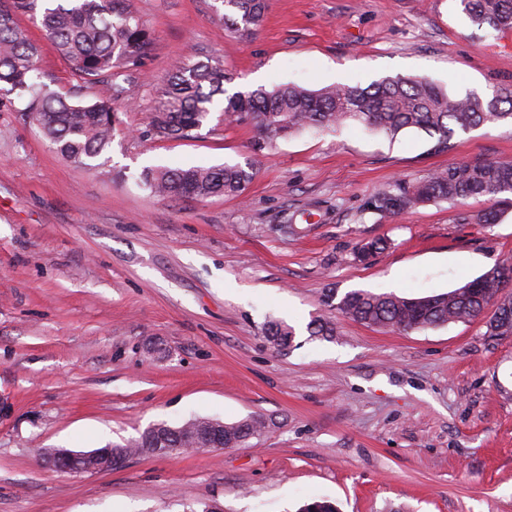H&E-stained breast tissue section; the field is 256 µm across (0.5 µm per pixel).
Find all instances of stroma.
Returning <instances> with one entry per match:
<instances>
[{
  "mask_svg": "<svg viewBox=\"0 0 512 512\" xmlns=\"http://www.w3.org/2000/svg\"><path fill=\"white\" fill-rule=\"evenodd\" d=\"M215 0H132L151 32L126 71L111 146L84 168L22 110H0V512H512V337L484 319L399 333L336 316L326 289L445 293L512 257V210L485 226L478 197L394 219L373 210L396 181L455 163L512 161V127L457 132L448 149L406 131L350 125L252 147L220 121L224 95L190 137H157L158 88L188 55L219 59L226 93L308 89L425 75L457 93L512 86V33L473 28L458 0H268L251 35ZM43 82L83 101L82 84L25 14ZM250 162L243 196L162 199L160 166ZM387 240L365 260V242ZM295 330L273 352L264 324ZM196 416L262 417L248 446L140 455L104 473L65 474L39 449L91 450Z\"/></svg>",
  "mask_w": 512,
  "mask_h": 512,
  "instance_id": "1",
  "label": "stroma"
}]
</instances>
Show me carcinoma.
<instances>
[{
  "label": "carcinoma",
  "mask_w": 512,
  "mask_h": 512,
  "mask_svg": "<svg viewBox=\"0 0 512 512\" xmlns=\"http://www.w3.org/2000/svg\"><path fill=\"white\" fill-rule=\"evenodd\" d=\"M224 23L244 34L262 25L266 0H218ZM462 13L478 28L512 32V0H460ZM39 23L46 38L84 80L113 85L115 95L124 87L112 80L121 69L147 57L151 35L128 6V0H0V84L22 96L30 94L25 107L43 137L68 161L88 167L112 143L116 115L112 102L74 103L48 85H36L38 44L17 27V13ZM223 66L209 58H191L177 64L162 81L159 101L151 122L156 134L182 138L199 130L211 114L214 97L226 93ZM223 120L247 125L256 132L255 149L267 148L277 137L306 128L334 129L349 124L382 132L394 138L406 129L425 132L446 148L456 130L485 124L512 125V88L496 87L481 95L469 91L455 95L426 76L386 77L378 82L336 83L317 90L295 84H275L235 92L226 99ZM254 172L251 166L226 163L220 166L149 169L144 185L172 200L239 197ZM485 196L491 207L477 217L490 226L512 209V161L481 159L452 164L413 186L401 182L374 198L380 213L399 216L419 204L441 200L450 204ZM325 304L341 315L370 327L412 332L455 322H469L488 315L487 333L497 336L504 318L512 320V260L495 264L481 276L446 293L418 298L394 293L351 291L336 298L332 290ZM310 335L330 340L336 324L321 317L308 324ZM294 329L279 320L266 323L265 338L279 350ZM219 420L198 417L180 427L156 424L139 437L106 447L131 456L156 445L158 436L180 444V453L194 449L191 429ZM265 427L260 417L224 424V447L249 443Z\"/></svg>",
  "instance_id": "carcinoma-1"
}]
</instances>
